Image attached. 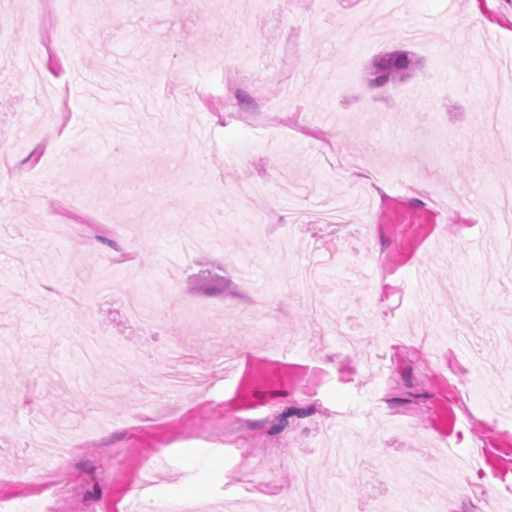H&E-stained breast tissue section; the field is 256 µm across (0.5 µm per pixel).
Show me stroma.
<instances>
[{
	"label": "stroma",
	"instance_id": "35a3bbf8",
	"mask_svg": "<svg viewBox=\"0 0 512 512\" xmlns=\"http://www.w3.org/2000/svg\"><path fill=\"white\" fill-rule=\"evenodd\" d=\"M255 3L0 0V501L190 512L198 489L208 512H310L336 490L338 438L359 461L350 512L395 490L422 512H512V350L485 346L476 377L458 341L512 321V225L486 203L512 189V0ZM247 23L249 70L190 72L170 111L165 70ZM36 43L61 101L33 126ZM395 49L416 70L369 85ZM107 64L112 108L74 83ZM329 234L339 252L320 251ZM166 287L158 325L131 313ZM338 324L356 348L320 335ZM231 351L205 388L141 403L172 357L203 375ZM55 427L79 449L47 467L31 443ZM421 458L448 471L443 505L409 476ZM302 481L312 501L290 496Z\"/></svg>",
	"mask_w": 512,
	"mask_h": 512
}]
</instances>
